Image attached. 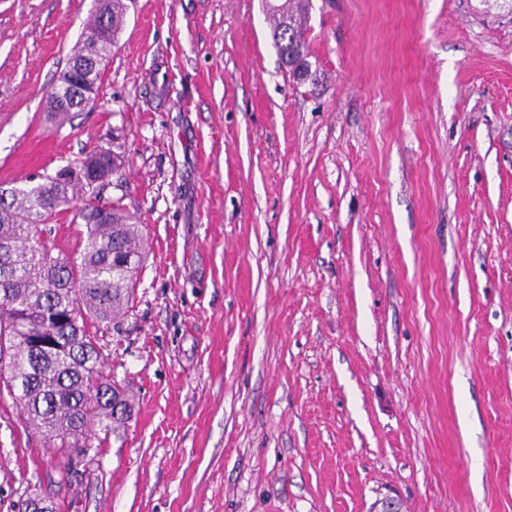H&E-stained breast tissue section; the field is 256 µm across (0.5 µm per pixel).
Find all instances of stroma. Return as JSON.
Masks as SVG:
<instances>
[{
    "label": "stroma",
    "instance_id": "35a3bbf8",
    "mask_svg": "<svg viewBox=\"0 0 512 512\" xmlns=\"http://www.w3.org/2000/svg\"><path fill=\"white\" fill-rule=\"evenodd\" d=\"M96 101L48 94L94 0H0V186L96 149L151 252L100 369L116 430L44 448L0 395V512H512V6L125 0ZM309 7V0H286L269 12L274 45L288 67H291L290 58L299 66L304 55Z\"/></svg>",
    "mask_w": 512,
    "mask_h": 512
}]
</instances>
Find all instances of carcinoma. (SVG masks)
Masks as SVG:
<instances>
[{
    "label": "carcinoma",
    "instance_id": "1",
    "mask_svg": "<svg viewBox=\"0 0 512 512\" xmlns=\"http://www.w3.org/2000/svg\"><path fill=\"white\" fill-rule=\"evenodd\" d=\"M310 0H284L269 12L272 39L280 59L301 61ZM126 12L124 0H108L95 12L71 59L95 51L111 53ZM107 25L109 37L95 40ZM66 76L50 93V107L63 117L57 100L69 95ZM80 167L115 170L112 153H90ZM0 381L23 413L27 428L48 445L60 444L83 455L96 422L128 418V397L99 368L97 336L129 308L134 278L148 247L140 226L114 204L79 209L82 227L75 245L64 251L51 238V221L68 210L74 197L59 174L31 188H0ZM34 336L57 350L35 356ZM8 376H3V371Z\"/></svg>",
    "mask_w": 512,
    "mask_h": 512
}]
</instances>
